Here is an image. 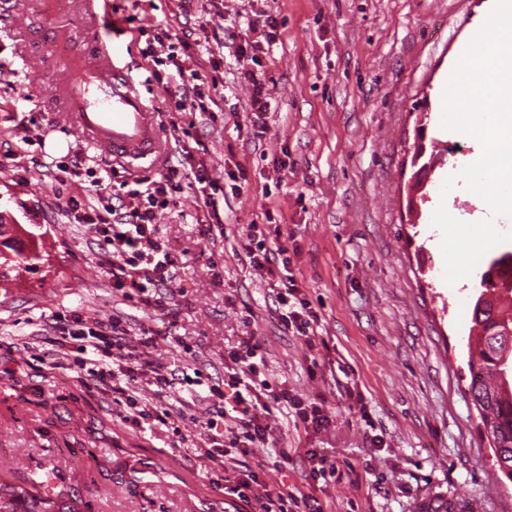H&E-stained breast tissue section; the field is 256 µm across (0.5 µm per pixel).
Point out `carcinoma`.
I'll list each match as a JSON object with an SVG mask.
<instances>
[{
	"mask_svg": "<svg viewBox=\"0 0 512 512\" xmlns=\"http://www.w3.org/2000/svg\"><path fill=\"white\" fill-rule=\"evenodd\" d=\"M41 258L37 252H15L10 258L0 252V276L27 264V259ZM512 292V249L504 250L491 259L482 273L474 295L471 333L468 346L478 344L480 357L469 356L468 386L473 403L484 428L494 439L495 456L512 469V401L505 403L502 394L488 387V377L497 374L512 389V350L504 348L503 331L512 326V308H498L495 296L501 291ZM22 501V512H73L54 509L52 499L31 490H16L0 483V512H17L14 501Z\"/></svg>",
	"mask_w": 512,
	"mask_h": 512,
	"instance_id": "cac0c4a2",
	"label": "carcinoma"
}]
</instances>
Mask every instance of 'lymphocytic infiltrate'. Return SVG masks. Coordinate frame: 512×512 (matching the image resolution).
I'll list each match as a JSON object with an SVG mask.
<instances>
[{"label": "lymphocytic infiltrate", "instance_id": "lymphocytic-infiltrate-1", "mask_svg": "<svg viewBox=\"0 0 512 512\" xmlns=\"http://www.w3.org/2000/svg\"><path fill=\"white\" fill-rule=\"evenodd\" d=\"M171 27H157L141 50L146 60V82L190 75L174 104L178 112L209 111L215 99L219 61L211 70L185 72L182 51ZM47 174L58 185L69 188L63 210L69 223L91 232L96 255L107 266L113 293L134 299L154 315L169 314L167 288L176 278L177 265L168 246L158 235L157 220L167 210L183 179L193 180L206 207L215 208L214 194L220 186L190 147L182 149L180 167L168 168L160 178L135 176L118 179L114 167L89 162L82 152L68 161L46 163ZM94 198H87L85 188ZM280 228L268 224L248 225L241 248L251 267L266 275L273 288L279 319L285 330L313 344L320 316L312 307L302 284L300 271L290 255ZM53 365L86 369L98 389L109 392L119 408L121 420L133 431L144 434L166 423L171 412L158 405L157 396L176 386L199 385L187 370L169 368L147 355L161 332L152 327L131 333L122 318H88L78 312L51 315ZM254 337H243L224 353V378L208 384L207 397L215 413L207 418L205 443L198 448L199 459L220 467L224 490L255 504L257 512H311V496L298 485L280 484L267 489L255 475L241 470L240 459L252 449L268 443L273 410L286 409L295 426L321 432L331 420L321 398H310L265 377L267 362ZM153 390L154 399L144 396Z\"/></svg>", "mask_w": 512, "mask_h": 512}]
</instances>
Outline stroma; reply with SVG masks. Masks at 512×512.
Masks as SVG:
<instances>
[{"instance_id": "obj_1", "label": "stroma", "mask_w": 512, "mask_h": 512, "mask_svg": "<svg viewBox=\"0 0 512 512\" xmlns=\"http://www.w3.org/2000/svg\"><path fill=\"white\" fill-rule=\"evenodd\" d=\"M489 7L490 0H108L100 32L120 45L159 120L182 88L145 83L137 27L162 23L187 36L186 69L203 72L220 59L221 117L196 112L181 121L206 147L214 179L227 184L238 165L247 179L219 204L223 236H201L206 211L187 183L161 217L159 234L178 264L171 324L113 295L88 234L63 215L51 177L35 166L23 177L0 169V215L18 244L38 235L41 254L0 277V483L28 489L50 478L57 503L76 512H253L225 494L223 471L194 452L205 438L207 401L176 392L185 421L138 435L111 395L83 385L78 369L51 367L46 320L74 310L120 316L134 332L172 327L174 341L158 339L150 357L199 369L206 383L223 379L225 350L253 332L270 376L324 398L331 419L308 434L283 412L270 416L267 447L242 458L268 488L304 483L303 451L318 448L343 473L316 494L324 512H425L428 502L454 497L464 512H512V481L499 471L468 393L466 338L488 261L461 287H448L432 225L441 205L466 222L491 216L465 181L442 195L447 175L481 148L448 137L439 120L441 80ZM263 12L283 26L277 43L256 53L270 97L268 132L259 138L238 47L260 40L250 24ZM43 26L37 0H0V153L30 134L23 114L31 111L50 134L65 135L69 150L91 155L81 131L55 110L58 75L32 43ZM26 91L32 102L21 100ZM420 144L433 149L435 166L416 191ZM282 156L288 168L279 172ZM268 210L298 248L325 347L309 349L284 330L265 277L237 253L247 226L264 223ZM214 256L224 259L220 283L209 270ZM284 449L292 460L279 470Z\"/></svg>"}]
</instances>
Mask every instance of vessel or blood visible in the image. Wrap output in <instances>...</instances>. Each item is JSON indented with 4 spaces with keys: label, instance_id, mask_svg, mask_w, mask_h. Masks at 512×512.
<instances>
[{
    "label": "vessel or blood",
    "instance_id": "obj_1",
    "mask_svg": "<svg viewBox=\"0 0 512 512\" xmlns=\"http://www.w3.org/2000/svg\"><path fill=\"white\" fill-rule=\"evenodd\" d=\"M59 0H43L47 17H62L53 27L49 46L61 68L56 98L67 119L86 143L128 169L156 162L162 152L161 131L154 112L133 81L116 66L111 41L98 40L95 50L77 52L67 34L81 25L96 30L107 0H81L77 11L58 13Z\"/></svg>",
    "mask_w": 512,
    "mask_h": 512
}]
</instances>
